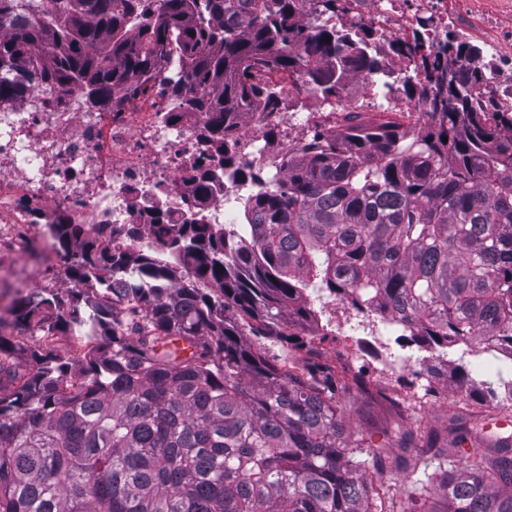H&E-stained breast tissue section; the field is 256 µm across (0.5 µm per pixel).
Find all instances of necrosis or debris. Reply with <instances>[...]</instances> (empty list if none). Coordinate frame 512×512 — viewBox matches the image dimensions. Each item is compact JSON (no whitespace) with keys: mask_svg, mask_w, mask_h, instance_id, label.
<instances>
[{"mask_svg":"<svg viewBox=\"0 0 512 512\" xmlns=\"http://www.w3.org/2000/svg\"><path fill=\"white\" fill-rule=\"evenodd\" d=\"M474 0H342L338 23L365 28L378 48L418 39L435 55H446L450 40L476 43L489 90L499 110H512V0H486L483 20L492 40H476L466 24ZM283 107L275 115L249 114L239 137L241 160L270 163L263 131L267 124L283 130L282 148L303 145L296 128L309 125V116L295 112L296 98L284 89ZM169 91L147 105L124 112H89L78 90L47 89L22 99L0 103V237H9L20 224L49 227L64 215L74 224L140 225L137 245L149 247L147 225L153 214L165 223L203 221L236 228V204L255 192L224 165V154L202 137L205 116L172 108ZM211 176L204 208L189 204L195 175ZM330 326L359 328L350 351L362 373L391 371L402 379L422 378L418 357L401 353L402 331L395 322L376 326L375 316L338 303L321 301Z\"/></svg>","mask_w":512,"mask_h":512,"instance_id":"necrosis-or-debris-1","label":"necrosis or debris"}]
</instances>
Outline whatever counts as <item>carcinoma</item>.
<instances>
[{"label": "carcinoma", "mask_w": 512, "mask_h": 512, "mask_svg": "<svg viewBox=\"0 0 512 512\" xmlns=\"http://www.w3.org/2000/svg\"><path fill=\"white\" fill-rule=\"evenodd\" d=\"M337 0H0V100L76 88L94 107L149 84L184 91L228 145L246 115L279 107L264 72L298 93L340 97L378 67L369 40L323 23ZM394 54L423 75L403 90L424 112L408 128L347 112L279 160L286 179L244 199L243 224L152 219L156 248L110 224L50 227L75 289L35 290L0 325V512H512V438L482 442L461 413L383 445L347 429L346 386L328 368L269 364L241 322L282 336L317 320L310 293L401 324L420 349L512 347V112L448 42ZM447 141H442V138ZM231 311L234 318L226 316ZM87 349L74 359L64 336ZM512 387L498 373L481 393ZM436 483L403 494L386 469ZM439 496L443 510L427 509Z\"/></svg>", "instance_id": "cac0c4a2"}]
</instances>
